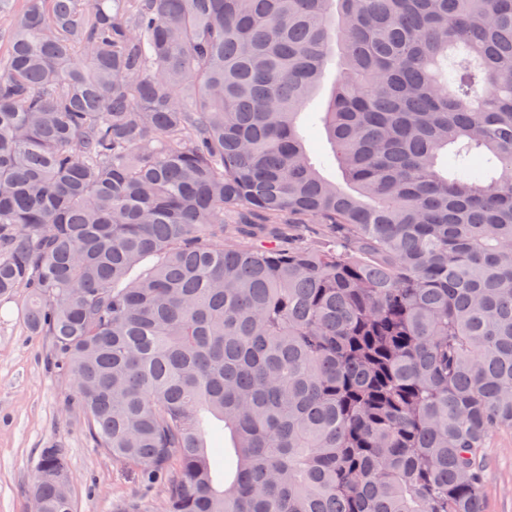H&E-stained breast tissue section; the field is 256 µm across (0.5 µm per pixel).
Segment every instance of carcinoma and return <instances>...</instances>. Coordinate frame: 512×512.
Segmentation results:
<instances>
[{
  "label": "carcinoma",
  "mask_w": 512,
  "mask_h": 512,
  "mask_svg": "<svg viewBox=\"0 0 512 512\" xmlns=\"http://www.w3.org/2000/svg\"><path fill=\"white\" fill-rule=\"evenodd\" d=\"M334 55L338 181L301 134ZM19 292L159 512H483L512 428V0H24ZM33 480L75 512L62 449Z\"/></svg>",
  "instance_id": "obj_1"
}]
</instances>
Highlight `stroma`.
Instances as JSON below:
<instances>
[{
    "mask_svg": "<svg viewBox=\"0 0 512 512\" xmlns=\"http://www.w3.org/2000/svg\"><path fill=\"white\" fill-rule=\"evenodd\" d=\"M26 296L0 302V512H33V472L45 448L64 449L75 512H116L129 497L156 504L164 492L92 444L69 378L54 369L49 337L25 327ZM485 512H512V431L485 450Z\"/></svg>",
    "mask_w": 512,
    "mask_h": 512,
    "instance_id": "stroma-1",
    "label": "stroma"
}]
</instances>
